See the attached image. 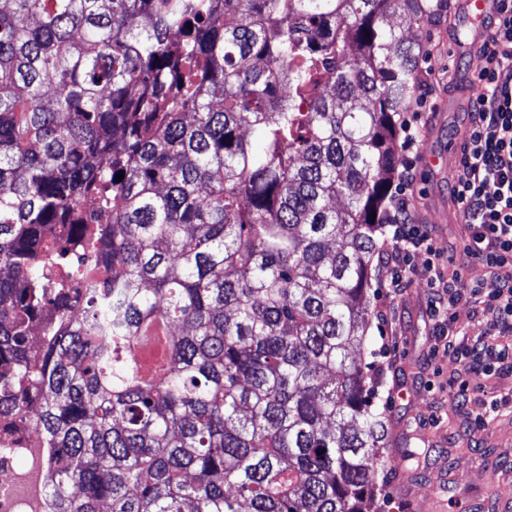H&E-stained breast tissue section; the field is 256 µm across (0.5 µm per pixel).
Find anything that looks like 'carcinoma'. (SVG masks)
Segmentation results:
<instances>
[{"label": "carcinoma", "mask_w": 512, "mask_h": 512, "mask_svg": "<svg viewBox=\"0 0 512 512\" xmlns=\"http://www.w3.org/2000/svg\"><path fill=\"white\" fill-rule=\"evenodd\" d=\"M428 12L0 0V422L51 512H370L353 352L418 62L389 19Z\"/></svg>", "instance_id": "1"}]
</instances>
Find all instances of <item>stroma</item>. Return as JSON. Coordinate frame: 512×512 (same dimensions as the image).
Masks as SVG:
<instances>
[{
	"mask_svg": "<svg viewBox=\"0 0 512 512\" xmlns=\"http://www.w3.org/2000/svg\"><path fill=\"white\" fill-rule=\"evenodd\" d=\"M488 19L468 0H452L450 9L426 18L396 15L392 25L418 43L420 62L434 72L417 70L418 99L407 112L422 130L417 151L418 179L413 186L414 219L433 225L441 253L459 252L465 227L452 204V180L459 148L469 134V99L479 95L478 49ZM390 268L383 256L371 265L367 299L372 310L360 357L370 407L387 424L388 440L375 472L374 512H419L430 496L447 499V512L470 506L496 512L498 492L512 489V374L485 380L472 392L470 408L459 407L454 391L467 379L463 362L439 355L428 304L430 290L414 276L397 302H389L380 280ZM499 399L484 427L471 424L483 404ZM415 481L412 497L399 487L401 472Z\"/></svg>",
	"mask_w": 512,
	"mask_h": 512,
	"instance_id": "obj_1",
	"label": "stroma"
}]
</instances>
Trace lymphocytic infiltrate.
Masks as SVG:
<instances>
[{
  "mask_svg": "<svg viewBox=\"0 0 512 512\" xmlns=\"http://www.w3.org/2000/svg\"><path fill=\"white\" fill-rule=\"evenodd\" d=\"M490 12L492 21L478 50L477 79L483 91L470 101L472 124L452 185L453 201L467 229L461 258L436 252L429 226L412 220L421 129L408 119L401 124V169L382 219L390 265L382 285L389 299L408 288L411 259L422 252L427 256L423 276L431 290L429 312L438 333L448 331L462 300L481 303L483 335L466 346H446L477 379L512 373V348L494 342L495 337L512 334V0H491ZM469 262L490 269L495 286L465 281L463 269Z\"/></svg>",
  "mask_w": 512,
  "mask_h": 512,
  "instance_id": "obj_1",
  "label": "lymphocytic infiltrate"
}]
</instances>
